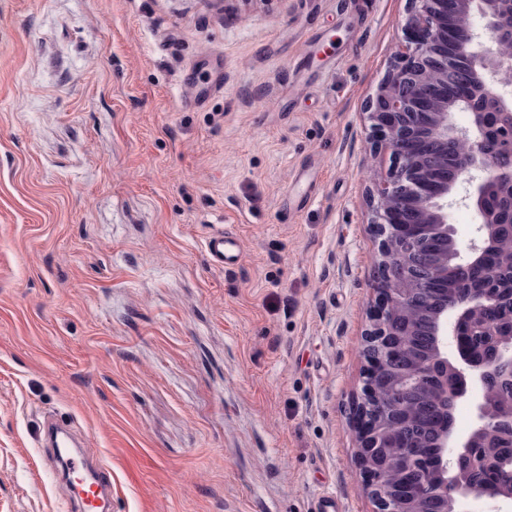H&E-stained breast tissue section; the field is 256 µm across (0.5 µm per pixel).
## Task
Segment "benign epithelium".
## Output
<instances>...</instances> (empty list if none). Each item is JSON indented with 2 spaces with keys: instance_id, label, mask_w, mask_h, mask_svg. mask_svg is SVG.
I'll use <instances>...</instances> for the list:
<instances>
[{
  "instance_id": "7a95c632",
  "label": "benign epithelium",
  "mask_w": 512,
  "mask_h": 512,
  "mask_svg": "<svg viewBox=\"0 0 512 512\" xmlns=\"http://www.w3.org/2000/svg\"><path fill=\"white\" fill-rule=\"evenodd\" d=\"M404 40L377 91L362 111L376 153L389 155L384 173L371 181V221L379 240L375 262L378 305L366 330V371L356 406L357 456L374 512H462L470 496L490 502L512 499V483L492 485L472 478L474 450L491 432L512 439V408L493 415L486 388L496 385L512 401V331L497 336L488 359L473 350L470 320L492 305L488 288L461 286L430 312L432 357L413 364L408 347L395 342L404 324L398 310L415 309L434 288L448 263L470 267L490 260L503 224L512 223V166L498 162L493 139L512 129V40L507 0H409ZM484 21L476 27L474 17ZM470 116L457 126L453 113ZM454 177H448V152ZM469 189L457 200L460 179ZM500 191L506 211L488 204L489 188ZM462 202L479 218L477 235L461 249L448 224V207ZM434 387L448 410L480 391L474 420L464 435L452 418L438 420L435 449L399 432L395 413Z\"/></svg>"
}]
</instances>
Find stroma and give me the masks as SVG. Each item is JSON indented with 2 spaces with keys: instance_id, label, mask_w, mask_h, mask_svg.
<instances>
[{
  "instance_id": "stroma-1",
  "label": "stroma",
  "mask_w": 512,
  "mask_h": 512,
  "mask_svg": "<svg viewBox=\"0 0 512 512\" xmlns=\"http://www.w3.org/2000/svg\"><path fill=\"white\" fill-rule=\"evenodd\" d=\"M407 10L0 0V512H61L49 415L112 512H372L351 412L389 160L360 112ZM206 250L210 261L219 266L238 261L241 251L239 238L225 234L223 230L212 233L206 241Z\"/></svg>"
}]
</instances>
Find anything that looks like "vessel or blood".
I'll return each mask as SVG.
<instances>
[{
	"label": "vessel or blood",
	"instance_id": "vessel-or-blood-1",
	"mask_svg": "<svg viewBox=\"0 0 512 512\" xmlns=\"http://www.w3.org/2000/svg\"><path fill=\"white\" fill-rule=\"evenodd\" d=\"M206 250L211 262L221 267L238 260L241 242L236 236L219 230L209 236ZM47 434L56 442V452L63 461L64 473L78 479L77 490L68 502V512H106L112 495L111 469L95 463L91 449L70 448L67 440L60 437L59 422H51Z\"/></svg>",
	"mask_w": 512,
	"mask_h": 512
}]
</instances>
